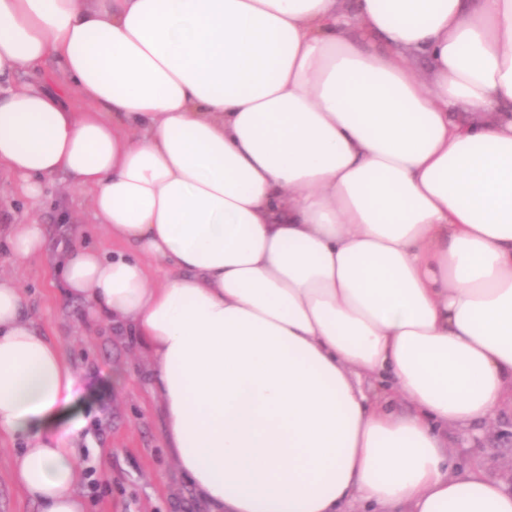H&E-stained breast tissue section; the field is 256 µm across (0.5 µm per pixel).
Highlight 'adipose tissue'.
<instances>
[{
  "instance_id": "obj_1",
  "label": "adipose tissue",
  "mask_w": 512,
  "mask_h": 512,
  "mask_svg": "<svg viewBox=\"0 0 512 512\" xmlns=\"http://www.w3.org/2000/svg\"><path fill=\"white\" fill-rule=\"evenodd\" d=\"M0 167L35 204L66 174L121 243L7 228L136 338L204 512H512L445 435L512 408V0H0ZM80 385L0 274L40 512L86 510L82 423L43 430Z\"/></svg>"
}]
</instances>
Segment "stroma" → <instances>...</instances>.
<instances>
[{
    "label": "stroma",
    "instance_id": "stroma-1",
    "mask_svg": "<svg viewBox=\"0 0 512 512\" xmlns=\"http://www.w3.org/2000/svg\"><path fill=\"white\" fill-rule=\"evenodd\" d=\"M65 177L52 179L40 204L18 195L12 179L0 170V225L38 216L49 236L69 232L80 244L102 245L86 194L67 191ZM68 206L78 223L57 221L59 206ZM0 271L23 288L36 329L59 340L73 366L81 371L80 394L67 405L55 429L64 432L75 420L86 422L79 442L80 489L87 512H201L185 479L168 459L155 404L138 344L104 324L85 322L80 302L65 299L49 267L40 260L16 263L6 238H0ZM125 367L129 387L112 385L114 367ZM448 447L458 473L481 460L489 472L512 489V410L504 409L489 424L449 428ZM14 443L0 441V512H39L10 478Z\"/></svg>",
    "mask_w": 512,
    "mask_h": 512
}]
</instances>
